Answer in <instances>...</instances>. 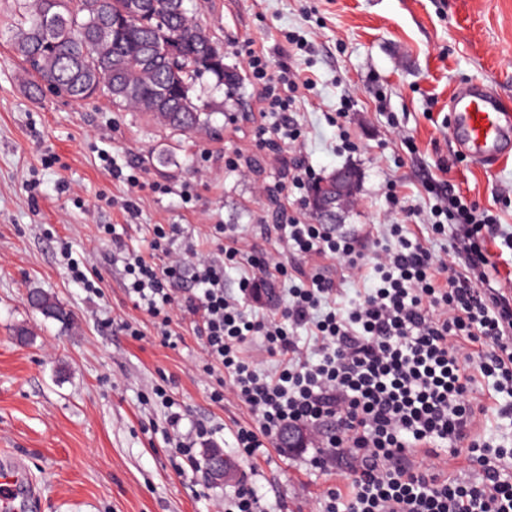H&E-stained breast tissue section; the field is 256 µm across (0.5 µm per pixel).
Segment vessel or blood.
I'll use <instances>...</instances> for the list:
<instances>
[{
    "instance_id": "vessel-or-blood-1",
    "label": "vessel or blood",
    "mask_w": 512,
    "mask_h": 512,
    "mask_svg": "<svg viewBox=\"0 0 512 512\" xmlns=\"http://www.w3.org/2000/svg\"><path fill=\"white\" fill-rule=\"evenodd\" d=\"M449 136L476 162H500L503 145L512 138V111L484 84L458 87L450 98ZM23 479L13 468H0V512H23Z\"/></svg>"
}]
</instances>
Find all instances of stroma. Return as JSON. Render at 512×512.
<instances>
[{
  "label": "stroma",
  "mask_w": 512,
  "mask_h": 512,
  "mask_svg": "<svg viewBox=\"0 0 512 512\" xmlns=\"http://www.w3.org/2000/svg\"><path fill=\"white\" fill-rule=\"evenodd\" d=\"M190 15L224 51L237 85L208 75L193 98L208 114L189 135L112 105L104 97L76 102L32 90L7 30L13 0H0V453L25 464L41 489V512H216L231 491L185 466L164 437L165 409L152 389L162 385L181 407L182 432L212 425L211 446L236 457L233 432L250 423L233 400L213 403L211 381L198 367L203 340L195 323L175 316L167 346L124 291L120 247L149 253L153 227L176 224L174 251L188 247L219 255L210 235L257 252L284 251L274 227L303 215L322 218L300 193L286 191L287 164L303 160L324 178L351 165L361 172L352 204L338 210L337 235L360 236L381 249L386 224L406 225L417 238L432 224L430 208L443 183L495 215L512 234V159L497 166L470 159L448 135V101L461 84L480 81L512 106V0H185ZM308 46L295 53L286 41ZM264 47L271 70L293 66L310 78L290 116L303 131L285 162L256 146L261 88L246 66L248 46ZM347 132L356 151L343 150ZM136 168L144 185L138 212L122 209L128 195L100 157ZM237 159L238 168L226 166ZM168 185L170 194L153 191ZM190 187L191 201L180 191ZM396 188L415 217L389 208ZM116 229L105 237L100 225ZM93 267L102 297L91 298L68 274V259ZM239 270L224 267V286L247 311L279 314L288 280L271 283L273 299L239 293ZM53 294L70 325L32 310V289ZM138 322L144 336H125L118 320ZM32 336L17 341L13 329ZM269 508L315 512L327 487L345 488L341 468L315 472L302 458L277 451L241 460Z\"/></svg>",
  "instance_id": "obj_1"
}]
</instances>
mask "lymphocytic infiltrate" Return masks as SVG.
<instances>
[{
	"label": "lymphocytic infiltrate",
	"mask_w": 512,
	"mask_h": 512,
	"mask_svg": "<svg viewBox=\"0 0 512 512\" xmlns=\"http://www.w3.org/2000/svg\"><path fill=\"white\" fill-rule=\"evenodd\" d=\"M248 57L265 84V111L282 115L273 134L299 141L302 132L287 112L293 93L310 80L290 67L269 76L261 53L252 49ZM435 213L431 232L447 235V257L408 239L403 225H388L395 245L375 253L378 279L346 312L336 306L324 262L338 261L348 278H358L364 247L328 224L279 225L299 260V282L278 320L247 313L225 292L224 263L204 253L189 259L174 253L169 244L178 225H157L151 255L124 253L125 292L164 340L173 336L174 313L200 317V371L214 381L211 400L232 399L253 418L234 432L240 455L262 456L284 427L301 425L320 446L312 469L346 462L349 492L327 489L318 512H512V450L482 441L476 427L485 407L473 395L476 380L486 381L504 398L499 415L512 417V294L492 287L488 275L486 243L499 237L497 221L452 192ZM223 252L224 262L241 259L250 267L240 279L244 291L287 273L281 254L253 255L240 238H230ZM298 326L307 329L308 342L294 336ZM257 337L270 367L244 355ZM153 393L168 410L176 452L193 461L210 428L201 424L183 436V414L166 388ZM461 446L478 454L476 468L461 479L442 477L418 457L422 450L453 455Z\"/></svg>",
	"instance_id": "1"
}]
</instances>
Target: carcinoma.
<instances>
[{"mask_svg": "<svg viewBox=\"0 0 512 512\" xmlns=\"http://www.w3.org/2000/svg\"><path fill=\"white\" fill-rule=\"evenodd\" d=\"M12 47L28 65L35 79L54 83V90L74 101L105 96L118 108L141 112L165 127L190 133L205 123L204 112L194 103L195 82L210 73L226 79L230 70L219 56L212 65L200 67L198 58L213 44L206 29L192 21L186 8L175 10L169 0H139L141 10L131 15L132 0H14ZM177 48L147 67L139 48L154 43ZM125 72L137 87V95L124 96L112 90V69ZM28 305L46 320L63 325L71 318L58 299L43 290L27 295ZM224 456L219 448L203 452V465L210 479L224 476L213 469Z\"/></svg>", "mask_w": 512, "mask_h": 512, "instance_id": "obj_1", "label": "carcinoma"}]
</instances>
